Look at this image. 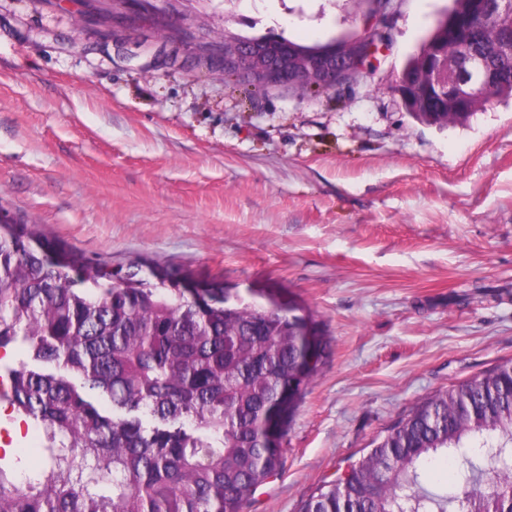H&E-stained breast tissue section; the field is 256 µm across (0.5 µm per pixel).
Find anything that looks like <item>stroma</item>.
<instances>
[{
	"label": "stroma",
	"instance_id": "obj_1",
	"mask_svg": "<svg viewBox=\"0 0 512 512\" xmlns=\"http://www.w3.org/2000/svg\"><path fill=\"white\" fill-rule=\"evenodd\" d=\"M452 0H0V205L87 257H146L310 311L330 355L246 512H301L413 406L512 359V100L414 121L396 84ZM352 83L258 90L225 37L367 25ZM44 460L39 425L0 466Z\"/></svg>",
	"mask_w": 512,
	"mask_h": 512
}]
</instances>
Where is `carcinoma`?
<instances>
[{
	"mask_svg": "<svg viewBox=\"0 0 512 512\" xmlns=\"http://www.w3.org/2000/svg\"><path fill=\"white\" fill-rule=\"evenodd\" d=\"M425 44L500 69L497 97L512 99V17L453 0ZM291 46L292 68L336 50ZM422 53L403 67L417 82ZM403 105L447 126L437 103ZM191 281L148 259L114 272L34 224H0V348L25 353L0 366V400L47 432L40 471L18 482L0 466V512H245L281 472L326 334L295 307ZM441 457L452 494L422 480ZM302 512H512V360L426 398Z\"/></svg>",
	"mask_w": 512,
	"mask_h": 512,
	"instance_id": "carcinoma-1",
	"label": "carcinoma"
}]
</instances>
